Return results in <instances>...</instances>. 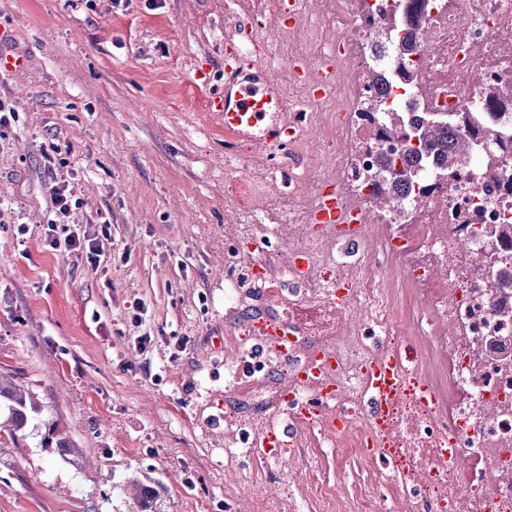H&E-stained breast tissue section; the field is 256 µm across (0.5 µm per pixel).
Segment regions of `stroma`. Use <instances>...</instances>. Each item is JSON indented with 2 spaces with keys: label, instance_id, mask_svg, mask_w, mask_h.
Returning a JSON list of instances; mask_svg holds the SVG:
<instances>
[{
  "label": "stroma",
  "instance_id": "obj_1",
  "mask_svg": "<svg viewBox=\"0 0 512 512\" xmlns=\"http://www.w3.org/2000/svg\"><path fill=\"white\" fill-rule=\"evenodd\" d=\"M292 47L260 0H0V51L23 58L0 71V99L15 113L0 130V373L38 406L25 437L0 434V512H136L122 487L148 477L168 488L165 512H316L317 484L351 512L366 496L407 512L367 481L364 452L343 444L313 453L224 457L228 369L242 352L240 317L224 303V241L250 223L231 191L249 179L252 200L282 265L292 233L282 212L307 210L336 122L289 146L284 178L242 148L224 161V122L208 109L223 90L224 37L240 24ZM71 143L66 165L49 143ZM68 181L82 201L72 223L107 232L99 269L42 245L48 187ZM147 307L132 321L134 300ZM152 331L146 350L135 348ZM59 420L69 452L42 446V419ZM279 473L277 482L266 477Z\"/></svg>",
  "mask_w": 512,
  "mask_h": 512
}]
</instances>
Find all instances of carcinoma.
Returning a JSON list of instances; mask_svg holds the SVG:
<instances>
[{"label": "carcinoma", "instance_id": "cac0c4a2", "mask_svg": "<svg viewBox=\"0 0 512 512\" xmlns=\"http://www.w3.org/2000/svg\"><path fill=\"white\" fill-rule=\"evenodd\" d=\"M425 0H409L408 25L405 34H400L401 27L386 28V42L371 49L372 57L387 61L391 69L397 70L404 86L410 81L409 71L400 62L406 60L414 51L418 27L422 19V3ZM361 116L371 123L378 124L380 134L388 139L405 141V151L396 155L382 153L379 155L380 178L373 181V193L379 195L385 191L392 195L408 194L418 200L426 193L427 181L446 177L455 170L448 165V158L453 155L459 141L463 140L469 147V156L479 157L485 166H493L496 153L492 149L504 147L502 140L495 133L494 126L480 112H462L452 121L445 122L437 114L423 112L413 123H408L404 113H387L380 118L377 112H363ZM435 124L440 134L415 146L412 144L413 131ZM5 400L3 419L0 420V432L17 440L24 437L28 423L26 392L14 382L0 375V399ZM47 436L43 446L55 447L59 452H66L70 445L62 437L59 421L47 419ZM131 496L139 512H162L167 489L159 482L134 479L128 483Z\"/></svg>", "mask_w": 512, "mask_h": 512}]
</instances>
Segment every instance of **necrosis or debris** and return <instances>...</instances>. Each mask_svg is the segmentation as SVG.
Returning a JSON list of instances; mask_svg holds the SVG:
<instances>
[{"label": "necrosis or debris", "instance_id": "necrosis-or-debris-1", "mask_svg": "<svg viewBox=\"0 0 512 512\" xmlns=\"http://www.w3.org/2000/svg\"><path fill=\"white\" fill-rule=\"evenodd\" d=\"M430 32L437 50L428 60L412 58L409 70L415 87H431L426 98H415L417 109L454 114L481 108L488 112L502 137H512V104H488L482 87L512 81V53L498 35L512 29V0H430ZM391 10L337 14L349 38L341 50L358 55L367 47L370 31L392 23ZM333 42L318 41L315 53L336 54ZM371 94L363 74H354L336 106L349 113L347 123L326 136L322 151L326 165L319 184L335 183L345 210L367 211V222L380 228L372 244L373 272H366L360 243L343 241L324 254V237L307 215L289 213L296 233L289 241L294 258L315 263L318 273L304 279L289 268L268 270L254 289L241 288L237 273L250 261L240 245L224 249V297L250 309L253 326L236 338L237 345L261 341L269 318L291 319L296 308H330L336 275L349 267L356 283L352 306L364 310L365 324L355 335L318 329L289 337L288 358L269 371L265 362L246 365L237 376L231 398L225 399L230 432L224 456L237 451L260 452L261 439L272 424V410L305 404L314 395L309 387H289L290 370L304 366L313 351L336 354L342 368L337 404L348 428L362 433L372 428L364 408L360 368L373 348L385 345L412 349L437 393L435 408L402 402L383 429L390 436L386 452L371 459V474L384 483L411 512H446L458 494H465L468 512H512V283L493 285L490 266L512 272V244L500 239L503 225L512 223V151H501L494 170L470 161L460 165L454 179L433 184L422 201L400 197L393 209L372 214L368 200L375 179L382 140L359 139V117ZM456 252L457 263L444 276L433 267ZM402 270L406 287L424 303L413 312V334L405 336L393 299V281L385 270ZM470 466L461 469L442 459L449 440Z\"/></svg>", "mask_w": 512, "mask_h": 512}]
</instances>
